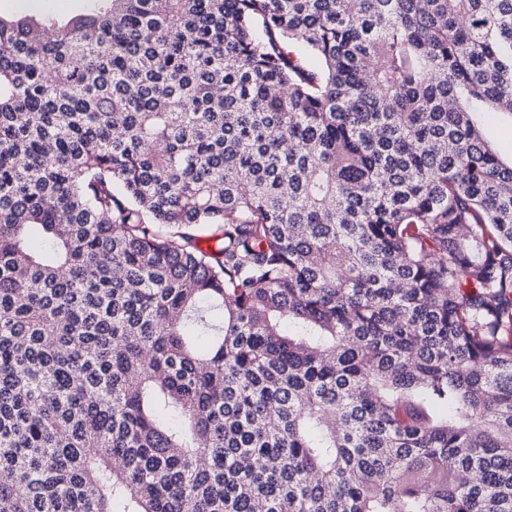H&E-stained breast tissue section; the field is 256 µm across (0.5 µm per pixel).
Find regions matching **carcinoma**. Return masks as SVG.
I'll use <instances>...</instances> for the list:
<instances>
[{
	"mask_svg": "<svg viewBox=\"0 0 512 512\" xmlns=\"http://www.w3.org/2000/svg\"><path fill=\"white\" fill-rule=\"evenodd\" d=\"M84 2L0 15V512H512V0ZM486 135L499 157L506 163L512 160V121L509 116L491 114L486 118Z\"/></svg>",
	"mask_w": 512,
	"mask_h": 512,
	"instance_id": "obj_1",
	"label": "carcinoma"
}]
</instances>
